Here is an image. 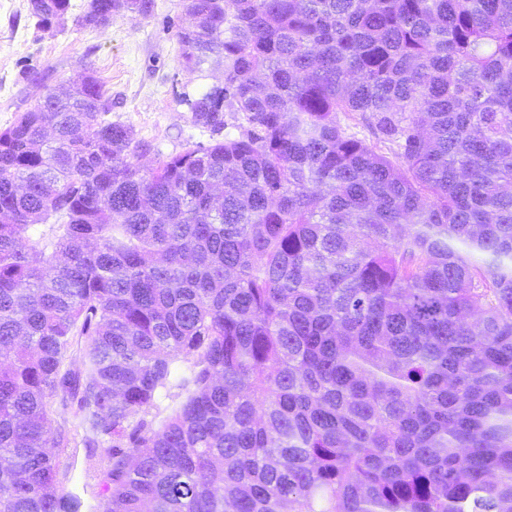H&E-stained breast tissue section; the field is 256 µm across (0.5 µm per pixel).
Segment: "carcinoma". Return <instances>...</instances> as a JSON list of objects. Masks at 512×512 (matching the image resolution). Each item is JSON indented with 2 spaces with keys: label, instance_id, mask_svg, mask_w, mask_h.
Here are the masks:
<instances>
[{
  "label": "carcinoma",
  "instance_id": "carcinoma-1",
  "mask_svg": "<svg viewBox=\"0 0 512 512\" xmlns=\"http://www.w3.org/2000/svg\"><path fill=\"white\" fill-rule=\"evenodd\" d=\"M184 8L238 136L144 163L90 69L0 129V512H77L56 399L103 512H512V0ZM53 427L64 429L68 438L59 456V493L74 497L78 512H101L102 481L111 464L106 451L111 444L109 439L95 437L76 407L59 409ZM93 438L97 443L89 448L87 442Z\"/></svg>",
  "mask_w": 512,
  "mask_h": 512
}]
</instances>
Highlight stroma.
I'll return each mask as SVG.
<instances>
[{"label": "stroma", "mask_w": 512, "mask_h": 512, "mask_svg": "<svg viewBox=\"0 0 512 512\" xmlns=\"http://www.w3.org/2000/svg\"><path fill=\"white\" fill-rule=\"evenodd\" d=\"M88 3L71 0L63 25L43 31L28 0H0V128L89 68L112 98V120L131 126L151 154L214 143L194 122L189 103L220 76L206 67L191 73L182 64L183 0H154L149 16L119 18L104 29L80 24ZM54 425L68 438L59 456L60 494L74 497L78 512H102L109 439L94 438L74 407L59 410Z\"/></svg>", "instance_id": "stroma-1"}]
</instances>
